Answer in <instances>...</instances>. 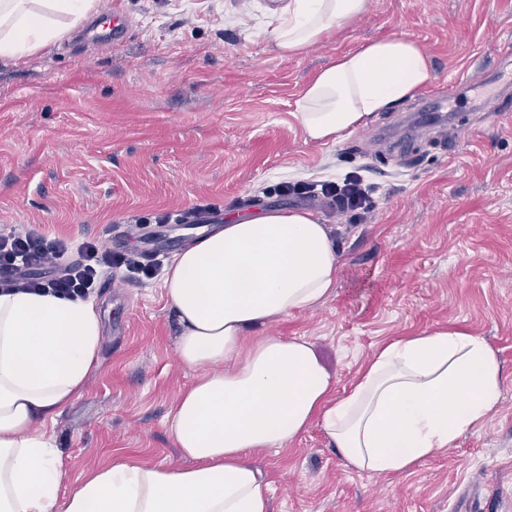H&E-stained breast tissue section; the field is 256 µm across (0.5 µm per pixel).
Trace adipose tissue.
I'll return each mask as SVG.
<instances>
[{"mask_svg":"<svg viewBox=\"0 0 512 512\" xmlns=\"http://www.w3.org/2000/svg\"><path fill=\"white\" fill-rule=\"evenodd\" d=\"M95 0H0V60L58 40ZM367 0H289L271 37L284 56L365 12ZM432 81L408 36L344 54L304 87L294 118L326 143ZM341 270L338 247L312 212L239 214L178 253L163 278L180 333L175 354L195 371L166 421L190 464L113 457L68 494L49 422L81 396L100 365L93 301L0 292V512H270L251 456L286 447L319 425L358 470L404 473L494 414L501 361L482 337L456 330L388 342L344 393L304 338L267 334L270 322L321 306Z\"/></svg>","mask_w":512,"mask_h":512,"instance_id":"1","label":"adipose tissue"}]
</instances>
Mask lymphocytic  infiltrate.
<instances>
[{
    "label": "lymphocytic infiltrate",
    "instance_id": "lymphocytic-infiltrate-1",
    "mask_svg": "<svg viewBox=\"0 0 512 512\" xmlns=\"http://www.w3.org/2000/svg\"><path fill=\"white\" fill-rule=\"evenodd\" d=\"M276 191L300 199H328L340 214L354 211L363 216L371 209L368 191L357 174L321 184L283 182ZM106 268L122 270L124 279L132 281L157 278L163 264L134 252H112L100 239L86 240L73 247L61 240H47L32 229L0 234V269L9 273L8 278L0 280V285L6 287L47 288L63 297L85 298L98 288Z\"/></svg>",
    "mask_w": 512,
    "mask_h": 512
}]
</instances>
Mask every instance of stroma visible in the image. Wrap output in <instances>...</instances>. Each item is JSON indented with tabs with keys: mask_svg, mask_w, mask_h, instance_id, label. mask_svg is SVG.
Masks as SVG:
<instances>
[{
	"mask_svg": "<svg viewBox=\"0 0 512 512\" xmlns=\"http://www.w3.org/2000/svg\"><path fill=\"white\" fill-rule=\"evenodd\" d=\"M288 0H96L126 22L111 44L85 25L15 63H0V233L34 228L79 244L110 241L129 216L209 204L219 220L301 207L329 225L343 266L319 308L270 324L308 339L337 390L379 346L423 331L485 338L506 374L500 406L454 447L404 474L348 465L318 426L253 462L272 512H512V111L475 109L468 80L512 48V0H369L301 54L270 33ZM416 39L432 83L455 87L454 123L412 138L410 102L374 113L337 141L308 140L293 116L315 74L390 36ZM359 174L372 212L337 217L273 194L279 182ZM102 366L51 424L67 483L122 453L179 463L163 425L195 379L174 346L161 279L93 295Z\"/></svg>",
	"mask_w": 512,
	"mask_h": 512,
	"instance_id": "obj_1",
	"label": "stroma"
}]
</instances>
